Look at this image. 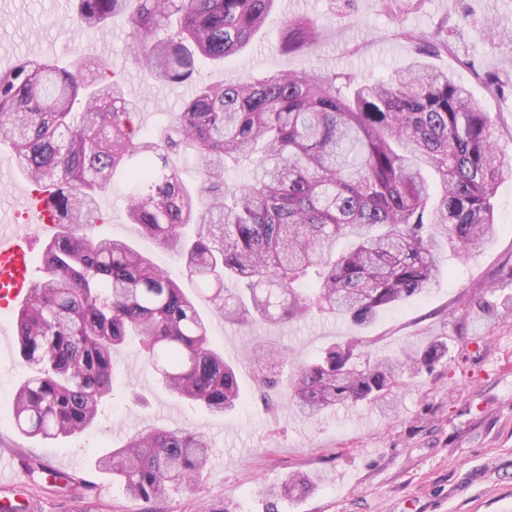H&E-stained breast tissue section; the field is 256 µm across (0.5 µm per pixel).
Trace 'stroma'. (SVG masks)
Returning a JSON list of instances; mask_svg holds the SVG:
<instances>
[{
	"label": "stroma",
	"instance_id": "35a3bbf8",
	"mask_svg": "<svg viewBox=\"0 0 512 512\" xmlns=\"http://www.w3.org/2000/svg\"><path fill=\"white\" fill-rule=\"evenodd\" d=\"M75 8L76 0H0V69L22 56L109 60L140 104L143 130L160 132L196 84L149 80L129 60L126 16L87 33L64 24ZM296 17L319 24L323 39L288 55L279 49L280 37L284 22ZM492 20L511 32L512 0H421L397 19L390 0H278L249 47L223 64H203L199 78L220 83L318 69L360 82L386 80L416 58V36L442 25L448 48L426 55V62L468 89L494 119L500 149L512 154V51L488 36ZM495 75L507 84L498 93L488 85ZM124 190L118 179L99 197L105 221L95 234L131 242L194 291L172 254L130 223ZM493 228L487 242L462 258L444 244L443 272L430 293L363 329L330 315L248 326L212 315V334L236 365L244 395L222 416L171 396L132 343L117 355L113 395L96 427L54 443L29 438L14 426L12 393L36 369L22 358L14 325H7L0 337V442L29 461L72 466L73 480L65 490L39 479L0 483V504L28 512H268L265 489L308 475L317 478L316 488L280 499L279 512H512V173L497 183ZM356 337L366 339L369 359L435 341L447 350L433 370L398 386L391 412L360 402L307 419L288 392L263 402L248 359L256 343L287 349L304 364ZM178 427L203 431L211 448L200 478L164 499L132 498L95 466L131 434Z\"/></svg>",
	"mask_w": 512,
	"mask_h": 512
}]
</instances>
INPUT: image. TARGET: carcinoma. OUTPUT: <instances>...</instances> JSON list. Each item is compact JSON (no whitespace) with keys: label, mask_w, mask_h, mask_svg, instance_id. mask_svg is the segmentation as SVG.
I'll return each mask as SVG.
<instances>
[{"label":"carcinoma","mask_w":512,"mask_h":512,"mask_svg":"<svg viewBox=\"0 0 512 512\" xmlns=\"http://www.w3.org/2000/svg\"><path fill=\"white\" fill-rule=\"evenodd\" d=\"M276 0H77L72 22L99 31L128 15L132 61L159 83L196 79L202 61L221 64L248 45ZM320 28L290 19L280 46L312 45ZM448 48V30L418 38L421 54ZM138 103L104 61L70 66L22 57L0 70V140L17 171L56 188L60 233L44 248L29 304L13 314L23 359L39 374L15 391V425L45 441L95 425L116 378L115 355L131 341L176 398L214 415L241 400L237 369L199 311L225 321L290 323L331 313L368 326L426 294L444 239L458 254L494 224L500 154L496 124L448 73L424 63L389 82L312 70L200 83L159 136L143 132ZM202 180L190 189L172 155ZM255 176L224 186L229 162ZM128 169L131 223L172 251L190 293L130 243L90 230L103 223L97 195ZM353 338L296 367L289 394L314 419L337 406L393 407L400 376L440 361L436 344L416 355L361 361ZM256 376L276 384L287 352L258 344ZM209 443L188 428L137 432L99 456L112 483L147 502L201 475ZM294 479L268 490H304Z\"/></svg>","instance_id":"obj_1"}]
</instances>
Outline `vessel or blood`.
I'll use <instances>...</instances> for the list:
<instances>
[{
    "instance_id": "1",
    "label": "vessel or blood",
    "mask_w": 512,
    "mask_h": 512,
    "mask_svg": "<svg viewBox=\"0 0 512 512\" xmlns=\"http://www.w3.org/2000/svg\"><path fill=\"white\" fill-rule=\"evenodd\" d=\"M14 200L30 213L38 233L13 224L6 213L0 211V310L23 306L31 295L37 270L32 262L36 235H48L55 230L52 219V191L43 188L36 192H19Z\"/></svg>"
}]
</instances>
